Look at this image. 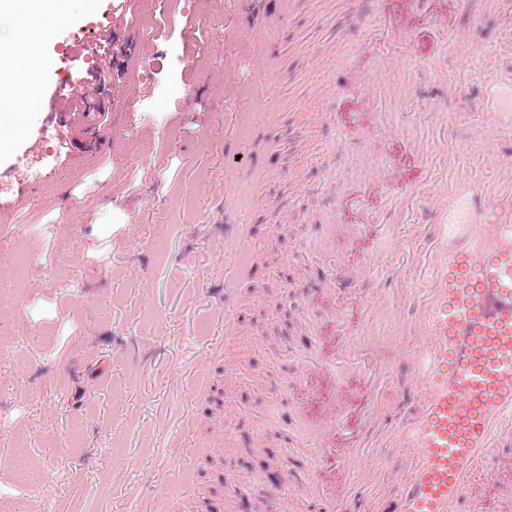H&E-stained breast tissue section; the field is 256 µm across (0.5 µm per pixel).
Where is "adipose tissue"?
I'll use <instances>...</instances> for the list:
<instances>
[{"instance_id": "adipose-tissue-1", "label": "adipose tissue", "mask_w": 512, "mask_h": 512, "mask_svg": "<svg viewBox=\"0 0 512 512\" xmlns=\"http://www.w3.org/2000/svg\"><path fill=\"white\" fill-rule=\"evenodd\" d=\"M92 8L94 0H0V19H11L16 28L13 42L0 44V107L20 111L28 104L19 94L21 67H40L41 49L53 36L55 21L70 14L76 4ZM41 19L40 28L28 26V18Z\"/></svg>"}]
</instances>
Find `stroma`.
<instances>
[{
	"mask_svg": "<svg viewBox=\"0 0 512 512\" xmlns=\"http://www.w3.org/2000/svg\"><path fill=\"white\" fill-rule=\"evenodd\" d=\"M258 16L271 27L252 29ZM46 55L0 154V259L18 269L0 298V512H169L176 498L239 512L243 488L256 512H280L297 499L292 458L370 496L356 467L265 440L276 393L315 421L335 396L361 427L375 396L336 351L349 328L399 335L402 315L370 305L408 277L412 226L444 195L449 223L497 221L490 202L512 194V111L497 105L512 92V0H372L362 14L353 0H95L56 22ZM381 55L399 72H378ZM106 57L103 84L91 64ZM334 181L350 190L339 222L364 232L326 253L310 220ZM228 216L245 244L226 240ZM364 264L359 303L301 330L321 277ZM229 281L240 302H225ZM309 355L335 374L288 383Z\"/></svg>",
	"mask_w": 512,
	"mask_h": 512,
	"instance_id": "1",
	"label": "stroma"
}]
</instances>
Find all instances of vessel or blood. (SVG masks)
Here are the masks:
<instances>
[{
  "mask_svg": "<svg viewBox=\"0 0 512 512\" xmlns=\"http://www.w3.org/2000/svg\"><path fill=\"white\" fill-rule=\"evenodd\" d=\"M336 196L329 188L314 218L316 246L323 251L335 247L337 236L361 231L360 225L337 223ZM504 214L493 224L422 225L412 251L419 298L402 289L374 300V313L403 308L410 316V398L378 402L366 429L344 448L336 445V417L307 421L304 407L293 401L277 417L298 444L312 445L318 462L363 463L369 484H377L386 468L372 447L399 458L384 496L390 512H478L472 489L479 469L489 463L512 467V206ZM352 280L343 271L323 280L328 308L351 302ZM379 346L354 335L340 349L345 358L364 356L366 381L378 390L388 374L375 357ZM297 484L317 512H367L352 490L313 484L304 474Z\"/></svg>",
  "mask_w": 512,
  "mask_h": 512,
  "instance_id": "b4317fda",
  "label": "vessel or blood"
}]
</instances>
